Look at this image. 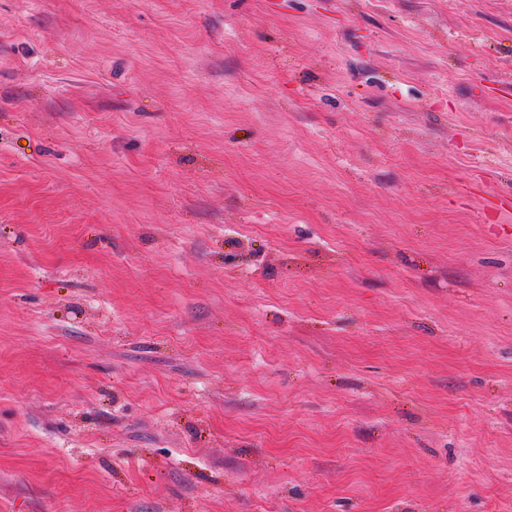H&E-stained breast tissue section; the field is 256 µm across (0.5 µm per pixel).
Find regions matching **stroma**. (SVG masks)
Here are the masks:
<instances>
[{
    "instance_id": "obj_1",
    "label": "stroma",
    "mask_w": 512,
    "mask_h": 512,
    "mask_svg": "<svg viewBox=\"0 0 512 512\" xmlns=\"http://www.w3.org/2000/svg\"><path fill=\"white\" fill-rule=\"evenodd\" d=\"M0 512H512V0H0Z\"/></svg>"
}]
</instances>
